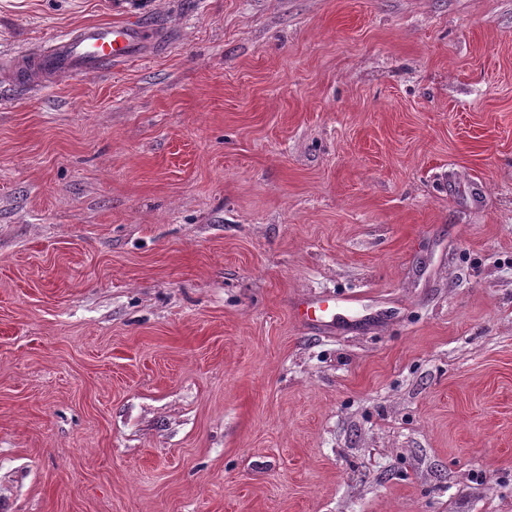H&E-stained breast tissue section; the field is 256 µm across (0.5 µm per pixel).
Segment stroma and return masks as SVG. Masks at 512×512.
<instances>
[{"label":"stroma","mask_w":512,"mask_h":512,"mask_svg":"<svg viewBox=\"0 0 512 512\" xmlns=\"http://www.w3.org/2000/svg\"><path fill=\"white\" fill-rule=\"evenodd\" d=\"M130 20L0 76V512H512V0H0V60ZM140 45L136 25L88 24L32 53L28 68L38 74L86 77L133 56Z\"/></svg>","instance_id":"obj_1"}]
</instances>
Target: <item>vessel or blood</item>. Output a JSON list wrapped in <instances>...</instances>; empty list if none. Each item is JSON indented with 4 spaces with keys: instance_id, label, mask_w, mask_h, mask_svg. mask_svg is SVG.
<instances>
[{
    "instance_id": "b4317fda",
    "label": "vessel or blood",
    "mask_w": 512,
    "mask_h": 512,
    "mask_svg": "<svg viewBox=\"0 0 512 512\" xmlns=\"http://www.w3.org/2000/svg\"><path fill=\"white\" fill-rule=\"evenodd\" d=\"M139 46L136 25L88 24L35 52L30 69L38 74L86 77L133 56Z\"/></svg>"
}]
</instances>
